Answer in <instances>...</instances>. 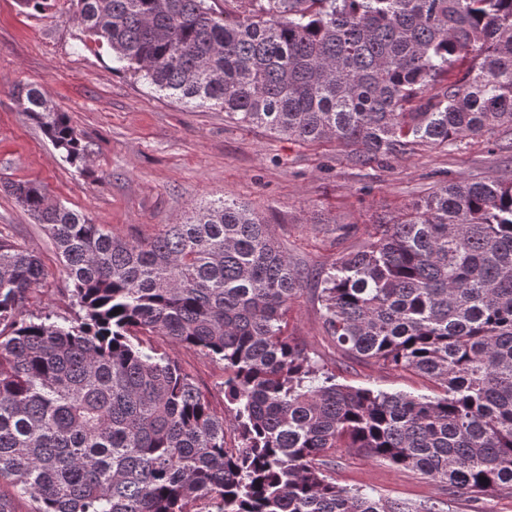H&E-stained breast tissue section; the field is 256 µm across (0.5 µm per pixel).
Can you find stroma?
Here are the masks:
<instances>
[{
	"label": "stroma",
	"instance_id": "obj_1",
	"mask_svg": "<svg viewBox=\"0 0 512 512\" xmlns=\"http://www.w3.org/2000/svg\"><path fill=\"white\" fill-rule=\"evenodd\" d=\"M35 86L66 112L88 143L83 169L65 162L23 112L15 88ZM495 136L465 140L460 150L423 147L359 167L335 142L301 143L262 127L225 118L221 108L190 109L160 96L118 69L107 45L85 37L76 0H51L42 15L18 0H0V233L38 252L48 271L30 295L33 310L72 318L76 308L55 249L41 225L6 192V184L35 183L58 201L123 237H149L207 203L248 206L270 225L282 247L310 269H326L342 251L362 246L371 225L451 180L512 178V157ZM346 225L348 235H336ZM288 331L310 355L353 387L431 397L441 387L409 372L348 363L325 333L321 306L305 285L288 312ZM145 348L168 354L189 372L214 412L225 414L224 365L159 336ZM337 485L410 503L433 501L442 512H512V494L473 500L418 472L351 448L329 455Z\"/></svg>",
	"mask_w": 512,
	"mask_h": 512
}]
</instances>
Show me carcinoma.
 I'll use <instances>...</instances> for the list:
<instances>
[{
  "label": "carcinoma",
  "instance_id": "cac0c4a2",
  "mask_svg": "<svg viewBox=\"0 0 512 512\" xmlns=\"http://www.w3.org/2000/svg\"><path fill=\"white\" fill-rule=\"evenodd\" d=\"M224 4L78 0L87 35L154 90L334 140L356 165L512 127V0ZM17 96L67 162L84 161L66 113L35 87ZM8 190L51 240L79 311L29 310L45 265L0 235V512L26 497L31 512H441L336 485L334 448L476 501L512 492L511 180L450 182L315 274L238 203L126 238L35 185ZM310 279L337 348L443 394L337 382L285 335ZM139 335L224 363L228 415Z\"/></svg>",
  "mask_w": 512,
  "mask_h": 512
}]
</instances>
